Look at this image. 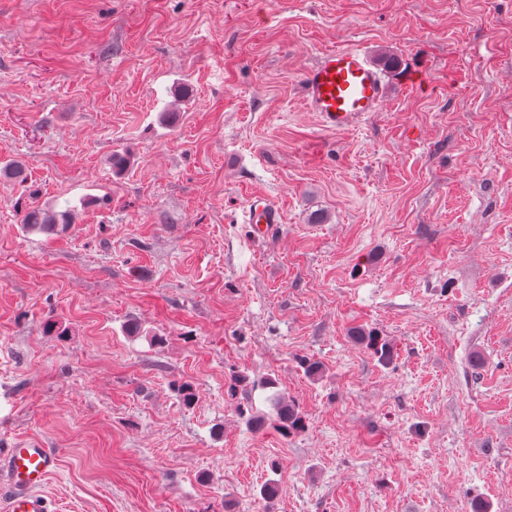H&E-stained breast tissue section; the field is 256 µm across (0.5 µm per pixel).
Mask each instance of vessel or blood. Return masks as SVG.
Instances as JSON below:
<instances>
[{"label": "vessel or blood", "mask_w": 512, "mask_h": 512, "mask_svg": "<svg viewBox=\"0 0 512 512\" xmlns=\"http://www.w3.org/2000/svg\"><path fill=\"white\" fill-rule=\"evenodd\" d=\"M304 105L318 114L323 126L347 128L377 111L383 99L379 73L356 48L331 50L304 72ZM248 222L255 235L267 236L278 222L269 205L252 204ZM59 458L49 448L17 442L0 454V493L6 512H50L42 490L57 469Z\"/></svg>", "instance_id": "vessel-or-blood-1"}]
</instances>
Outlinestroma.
<instances>
[{
  "label": "stroma",
  "instance_id": "obj_1",
  "mask_svg": "<svg viewBox=\"0 0 512 512\" xmlns=\"http://www.w3.org/2000/svg\"><path fill=\"white\" fill-rule=\"evenodd\" d=\"M347 47L385 94L336 131L301 78ZM10 159L0 454L57 453L50 512H512V0H0ZM247 223L252 224L253 232L257 236H267L273 231L274 224H279L277 211L269 205L253 203L250 205ZM22 224L29 231L47 235H60L74 224L72 210H46L39 206L28 207L22 218ZM272 406L281 427L288 430H298L302 427V417L295 406L289 404L282 397H274Z\"/></svg>",
  "mask_w": 512,
  "mask_h": 512
}]
</instances>
